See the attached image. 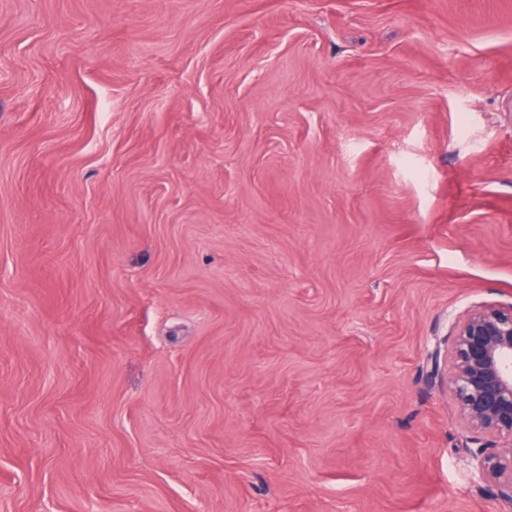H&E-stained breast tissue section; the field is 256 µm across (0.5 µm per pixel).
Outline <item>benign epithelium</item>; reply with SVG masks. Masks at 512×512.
I'll return each instance as SVG.
<instances>
[{
  "label": "benign epithelium",
  "mask_w": 512,
  "mask_h": 512,
  "mask_svg": "<svg viewBox=\"0 0 512 512\" xmlns=\"http://www.w3.org/2000/svg\"><path fill=\"white\" fill-rule=\"evenodd\" d=\"M448 390L479 479L512 500V305H487L459 320L448 343Z\"/></svg>",
  "instance_id": "benign-epithelium-1"
}]
</instances>
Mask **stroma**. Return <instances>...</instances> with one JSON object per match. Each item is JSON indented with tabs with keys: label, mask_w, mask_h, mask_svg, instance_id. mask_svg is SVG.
<instances>
[{
	"label": "stroma",
	"mask_w": 512,
	"mask_h": 512,
	"mask_svg": "<svg viewBox=\"0 0 512 512\" xmlns=\"http://www.w3.org/2000/svg\"><path fill=\"white\" fill-rule=\"evenodd\" d=\"M485 304L512 0H0V512H512ZM448 390L470 438L479 479L512 500V305L459 320L448 343Z\"/></svg>",
	"instance_id": "stroma-1"
}]
</instances>
